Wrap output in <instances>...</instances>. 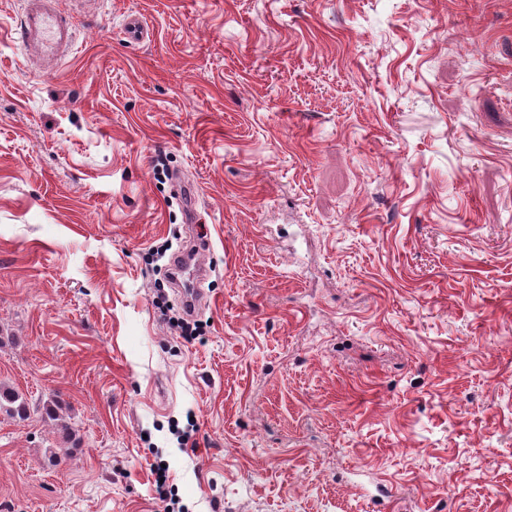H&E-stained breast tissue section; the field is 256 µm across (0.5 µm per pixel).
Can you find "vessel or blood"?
Segmentation results:
<instances>
[{
	"instance_id": "vessel-or-blood-1",
	"label": "vessel or blood",
	"mask_w": 512,
	"mask_h": 512,
	"mask_svg": "<svg viewBox=\"0 0 512 512\" xmlns=\"http://www.w3.org/2000/svg\"><path fill=\"white\" fill-rule=\"evenodd\" d=\"M48 2L49 0H28L17 32V39L23 46L26 57L35 62L60 60L63 52L74 45V32L70 23L52 10ZM209 248V239H197L174 263L176 277H184L189 271L201 277L205 276L206 269L201 263V257Z\"/></svg>"
}]
</instances>
